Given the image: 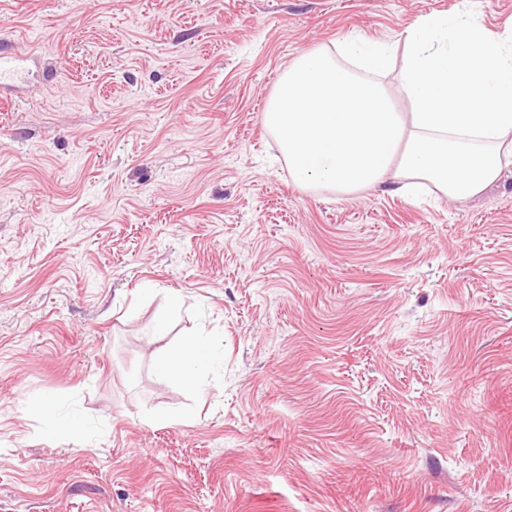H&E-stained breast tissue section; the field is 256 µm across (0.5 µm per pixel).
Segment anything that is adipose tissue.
I'll return each mask as SVG.
<instances>
[{"instance_id": "adipose-tissue-1", "label": "adipose tissue", "mask_w": 512, "mask_h": 512, "mask_svg": "<svg viewBox=\"0 0 512 512\" xmlns=\"http://www.w3.org/2000/svg\"><path fill=\"white\" fill-rule=\"evenodd\" d=\"M402 49L320 46L284 71L265 113L295 179L342 195L387 181L434 184L452 200L482 194L512 156V32L438 15L405 30ZM402 53L398 93L381 80ZM412 112L403 116L396 99ZM159 374L197 391L215 352L202 336L157 352Z\"/></svg>"}]
</instances>
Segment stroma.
Here are the masks:
<instances>
[{"instance_id": "obj_1", "label": "stroma", "mask_w": 512, "mask_h": 512, "mask_svg": "<svg viewBox=\"0 0 512 512\" xmlns=\"http://www.w3.org/2000/svg\"><path fill=\"white\" fill-rule=\"evenodd\" d=\"M429 14L465 19L0 0V47L43 51L0 102V512H512V166L339 196L264 122L302 53ZM200 332L224 363L194 394L155 357Z\"/></svg>"}]
</instances>
